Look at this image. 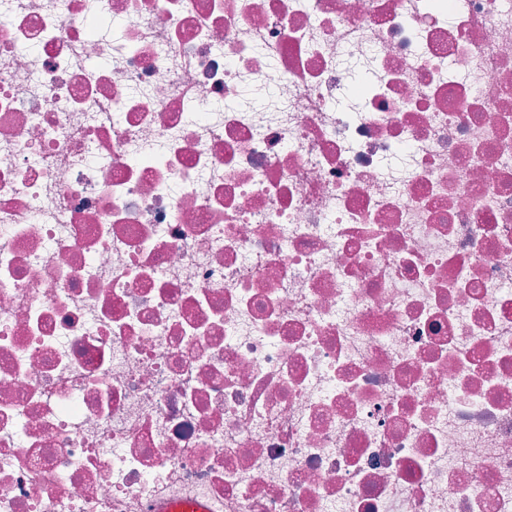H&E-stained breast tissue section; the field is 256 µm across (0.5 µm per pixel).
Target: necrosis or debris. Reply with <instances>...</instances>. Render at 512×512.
I'll return each mask as SVG.
<instances>
[{
	"instance_id": "necrosis-or-debris-1",
	"label": "necrosis or debris",
	"mask_w": 512,
	"mask_h": 512,
	"mask_svg": "<svg viewBox=\"0 0 512 512\" xmlns=\"http://www.w3.org/2000/svg\"><path fill=\"white\" fill-rule=\"evenodd\" d=\"M512 512V0H0V512Z\"/></svg>"
}]
</instances>
